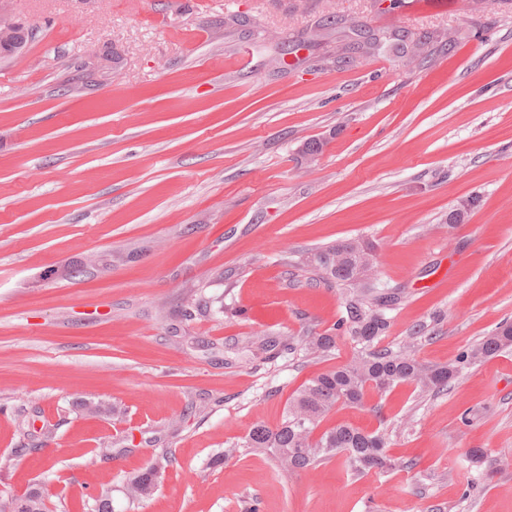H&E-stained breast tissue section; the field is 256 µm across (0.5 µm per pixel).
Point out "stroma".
Listing matches in <instances>:
<instances>
[{"label":"stroma","instance_id":"1","mask_svg":"<svg viewBox=\"0 0 512 512\" xmlns=\"http://www.w3.org/2000/svg\"><path fill=\"white\" fill-rule=\"evenodd\" d=\"M477 2L0 0L36 30L0 60V458L40 445L0 469V499L37 483L50 512H89L108 486L127 512L126 480L166 448L134 512H512V349L324 419L385 433L393 469L223 455L352 355L341 337L322 359H244L338 321L340 290L290 267L318 248L374 244L402 292L385 344L421 331L422 362L512 322V0ZM239 13L292 40L331 13L441 40L343 68L336 34L275 69L225 29Z\"/></svg>","mask_w":512,"mask_h":512}]
</instances>
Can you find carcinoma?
<instances>
[{"instance_id":"1","label":"carcinoma","mask_w":512,"mask_h":512,"mask_svg":"<svg viewBox=\"0 0 512 512\" xmlns=\"http://www.w3.org/2000/svg\"><path fill=\"white\" fill-rule=\"evenodd\" d=\"M374 245L351 238L316 250L293 267L307 274L312 282L334 284L344 295V314L336 323L352 344L350 361L314 377L291 399L282 422L275 428L254 426L242 448L250 452H269L276 466L292 474L319 466L337 455L346 457L357 474L393 467L386 454L387 439L382 433H367L349 424H338L314 436L324 418L336 407L361 406L366 392H386L402 383H411L422 394L439 392L471 366L512 347V324L501 326L463 351L454 361L442 365L420 362L409 341L397 351L381 346L390 329L387 312L400 300L393 289L380 288L366 257ZM336 347L330 333L317 336H268L259 350L265 363H274L284 354L297 351L307 356L324 357ZM168 454L129 478L128 504L133 506L150 497L159 485L158 472L171 464Z\"/></svg>"}]
</instances>
